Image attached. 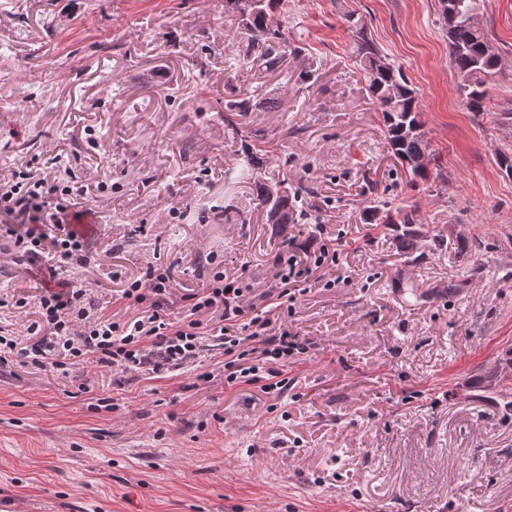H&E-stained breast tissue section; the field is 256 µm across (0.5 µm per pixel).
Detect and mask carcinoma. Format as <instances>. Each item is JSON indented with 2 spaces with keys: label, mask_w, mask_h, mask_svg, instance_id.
Wrapping results in <instances>:
<instances>
[{
  "label": "carcinoma",
  "mask_w": 512,
  "mask_h": 512,
  "mask_svg": "<svg viewBox=\"0 0 512 512\" xmlns=\"http://www.w3.org/2000/svg\"><path fill=\"white\" fill-rule=\"evenodd\" d=\"M280 0H224V12L231 14L242 33L247 35L245 52L238 50L225 54L229 68L242 73L258 69L264 74L282 72L288 53L285 16L277 13ZM481 0H438L439 19L448 39L451 64L460 78V89L467 109L477 115H488L489 81L497 73L500 56L486 54L489 38L483 26L471 22L479 14ZM352 53L364 72L367 91L381 112L382 132L393 169L403 171L413 185L427 183L433 177L430 169L420 167L416 160L430 154L429 142L423 130L419 96L390 58L373 40L362 20L354 22ZM282 106L281 93L267 89L266 84L250 86L243 93L224 102L226 112H251L256 108L275 110ZM227 181L247 183L258 205L265 211L268 224H301L308 220L299 207L302 196L313 192L307 187L289 188L270 200L271 184L288 183L281 165L259 153L252 144L241 145L238 162L227 171ZM368 224L390 226L396 232L398 248L404 253L417 249L418 242L432 251L448 249L447 236L442 232L428 234L419 222L416 207L391 209L385 199H375L365 210Z\"/></svg>",
  "instance_id": "cac0c4a2"
}]
</instances>
